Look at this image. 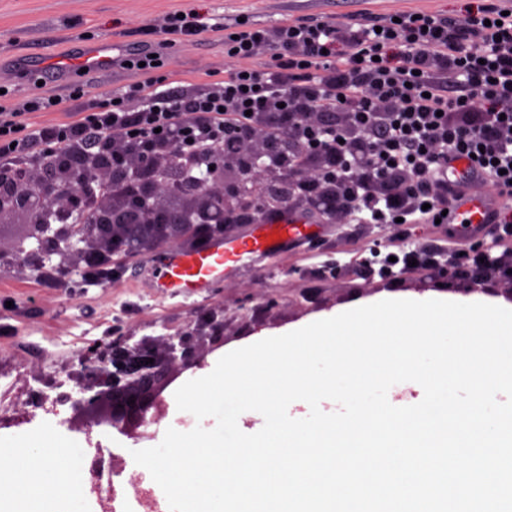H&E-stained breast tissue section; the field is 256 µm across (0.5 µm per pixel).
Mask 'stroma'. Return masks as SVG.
Listing matches in <instances>:
<instances>
[{
  "label": "stroma",
  "instance_id": "obj_1",
  "mask_svg": "<svg viewBox=\"0 0 512 512\" xmlns=\"http://www.w3.org/2000/svg\"><path fill=\"white\" fill-rule=\"evenodd\" d=\"M465 0H0V103L32 96H55L53 110L26 116L28 128L78 120L108 97L136 83L161 81L184 90L201 91L225 71L237 68L224 55L220 27L245 19L274 28L301 19L343 23L365 16L414 13L463 20ZM195 11L206 31L168 41L163 29L170 17ZM111 44L112 56L155 53L159 68L150 72L82 68L81 47ZM322 230L300 249L243 267L197 297H163L150 286L151 262L158 248L137 251L112 281L89 284L80 272L50 276L12 257L14 236L0 233V453L12 456L15 442L50 437L84 452H112L122 475L113 512H146L128 476L152 485L149 472L137 465L133 451L158 445L168 428L192 430L197 423L214 425L178 410L177 387L197 378L200 368L184 371L162 393L166 412L160 423L140 427L127 436L105 425L81 429L70 424V405L46 412L35 396L61 382L77 393L83 382L80 358L92 344L108 342L111 332L130 344L190 332L204 365L258 339L286 334L288 329L353 303L373 302L385 295H481L512 302V279L479 269V240L462 237L451 224H359L331 221L313 213ZM404 256L394 273L385 275L365 265L373 247ZM457 262L459 275L449 279L447 261ZM224 326V342L213 345L209 322Z\"/></svg>",
  "mask_w": 512,
  "mask_h": 512
}]
</instances>
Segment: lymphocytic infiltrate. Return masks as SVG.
Here are the masks:
<instances>
[{
	"label": "lymphocytic infiltrate",
	"instance_id": "f902f5d3",
	"mask_svg": "<svg viewBox=\"0 0 512 512\" xmlns=\"http://www.w3.org/2000/svg\"><path fill=\"white\" fill-rule=\"evenodd\" d=\"M224 54L269 62L236 68L201 92L137 84L78 121L37 131L21 113L56 108L57 99L1 112L0 174L14 175L22 157L98 153L115 139L167 141L180 158H207L223 151L226 128L244 132L273 115L291 121L301 148L337 153L332 173L358 222L434 223L454 201L449 182L461 158L512 198V14L495 0H478L462 22L421 14L266 29L238 21L224 28ZM306 112L351 113L376 152H346L340 131L306 123ZM360 166L406 186L391 197L373 194L352 178Z\"/></svg>",
	"mask_w": 512,
	"mask_h": 512
}]
</instances>
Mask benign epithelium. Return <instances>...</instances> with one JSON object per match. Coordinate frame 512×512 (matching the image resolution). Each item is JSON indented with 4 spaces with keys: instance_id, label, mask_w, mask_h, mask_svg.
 I'll use <instances>...</instances> for the list:
<instances>
[{
    "instance_id": "obj_1",
    "label": "benign epithelium",
    "mask_w": 512,
    "mask_h": 512,
    "mask_svg": "<svg viewBox=\"0 0 512 512\" xmlns=\"http://www.w3.org/2000/svg\"><path fill=\"white\" fill-rule=\"evenodd\" d=\"M334 124L349 129L344 147L366 156L373 145L356 136L351 114L336 112ZM262 118L236 147L211 157L202 171L184 179H165L175 166L171 148L146 149L112 141L109 156L70 154L53 166L27 171V188L0 180V224H23L25 236L15 246L24 262L36 264L54 255L67 257L87 275L101 262L113 268L136 249L158 244L199 243L224 234L230 224H258L273 207L308 206L332 218L345 217L336 180L327 174L336 153L313 152L304 175L284 172L278 158L295 145L293 133H276ZM63 218L78 210L84 224H50L40 216L43 204ZM188 333L160 339L161 352L144 344L131 346L116 336L103 347L82 355L86 383L77 395L62 393L76 414L123 433L156 421L164 411V380L172 372L201 365ZM153 362H148V359ZM116 471L112 454L97 450L90 456L86 482L98 485Z\"/></svg>"
}]
</instances>
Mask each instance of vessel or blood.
<instances>
[{
	"label": "vessel or blood",
	"instance_id": "1",
	"mask_svg": "<svg viewBox=\"0 0 512 512\" xmlns=\"http://www.w3.org/2000/svg\"><path fill=\"white\" fill-rule=\"evenodd\" d=\"M507 204L505 197L496 194L462 192L448 221L462 225L465 235L475 238L491 223L495 212ZM316 232V225L286 214L277 220H264L250 235H230L198 248L167 250L152 263L151 285L162 296H197L238 268L250 265L256 256L301 244Z\"/></svg>",
	"mask_w": 512,
	"mask_h": 512
}]
</instances>
